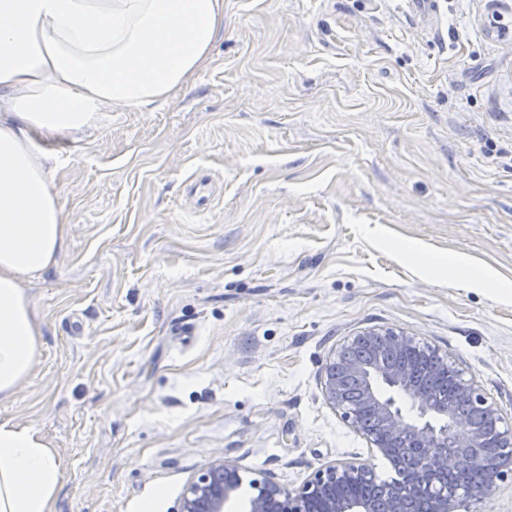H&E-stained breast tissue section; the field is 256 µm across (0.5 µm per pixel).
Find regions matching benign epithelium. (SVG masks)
<instances>
[{"label":"benign epithelium","instance_id":"obj_1","mask_svg":"<svg viewBox=\"0 0 512 512\" xmlns=\"http://www.w3.org/2000/svg\"><path fill=\"white\" fill-rule=\"evenodd\" d=\"M440 357L438 349L392 329H369L347 341L326 363L325 401L343 411L349 424L370 447L390 464L391 450L411 455V462L372 498L352 499L347 490L374 483L377 474L368 464L355 461L328 463L304 485L288 489L269 475L253 479V493L243 512H418L417 493L448 472L480 471L490 488L512 477V426L501 410L481 392L474 376L458 370L460 402L479 414L440 402L415 381L406 357ZM402 394L415 411L408 419L392 398H382L377 385ZM242 485L240 467L222 457L210 460L186 486L179 512H231ZM426 512H471L457 496L432 494Z\"/></svg>","mask_w":512,"mask_h":512}]
</instances>
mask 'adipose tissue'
Masks as SVG:
<instances>
[{
  "label": "adipose tissue",
  "mask_w": 512,
  "mask_h": 512,
  "mask_svg": "<svg viewBox=\"0 0 512 512\" xmlns=\"http://www.w3.org/2000/svg\"><path fill=\"white\" fill-rule=\"evenodd\" d=\"M223 25L224 0H0V401L38 349L25 283L66 244L41 140L165 100L205 65ZM62 473L39 430L0 422V512H53Z\"/></svg>",
  "instance_id": "ef3b65f1"
}]
</instances>
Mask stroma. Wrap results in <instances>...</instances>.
<instances>
[{"label":"stroma","instance_id":"1","mask_svg":"<svg viewBox=\"0 0 512 512\" xmlns=\"http://www.w3.org/2000/svg\"><path fill=\"white\" fill-rule=\"evenodd\" d=\"M495 11L512 24V0H224L166 101L48 140L67 243L26 285L42 348L0 421L62 459L55 512H178L217 456L289 488L346 459L389 477L322 393L368 328L439 349L512 418V300L465 285H512ZM469 288L488 291L502 300L512 299L511 285L504 284L495 278L490 272L474 275L468 281Z\"/></svg>","mask_w":512,"mask_h":512}]
</instances>
